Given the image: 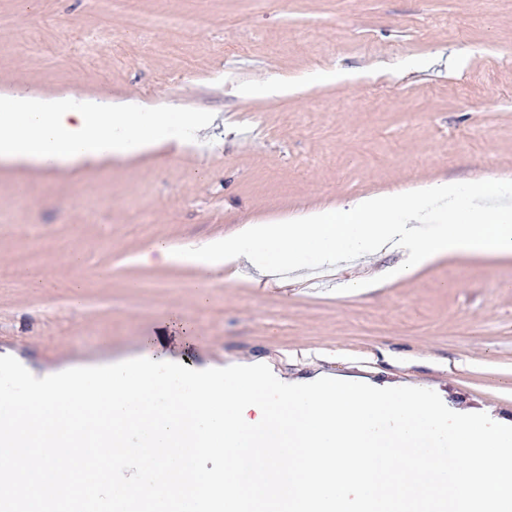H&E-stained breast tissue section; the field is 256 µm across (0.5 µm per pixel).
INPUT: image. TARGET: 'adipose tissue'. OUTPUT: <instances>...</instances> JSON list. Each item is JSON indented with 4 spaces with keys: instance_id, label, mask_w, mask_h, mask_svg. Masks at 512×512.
Wrapping results in <instances>:
<instances>
[{
    "instance_id": "1",
    "label": "adipose tissue",
    "mask_w": 512,
    "mask_h": 512,
    "mask_svg": "<svg viewBox=\"0 0 512 512\" xmlns=\"http://www.w3.org/2000/svg\"><path fill=\"white\" fill-rule=\"evenodd\" d=\"M200 127V121L180 112H143L127 103L16 91L0 95V162L46 171L109 162L166 142L192 143ZM458 192L456 186L435 182L412 200L398 194L366 197L345 211H321L304 224H252L241 236L206 248L176 252L157 243L138 259L144 264L191 263L205 272L226 258L249 260L264 250L278 267L295 268L313 250L333 258L388 244L407 253L403 273L410 276L448 257L511 258V207L452 209L434 235L417 232L433 201Z\"/></svg>"
}]
</instances>
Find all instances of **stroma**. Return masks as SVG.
<instances>
[{"instance_id":"1","label":"stroma","mask_w":512,"mask_h":512,"mask_svg":"<svg viewBox=\"0 0 512 512\" xmlns=\"http://www.w3.org/2000/svg\"><path fill=\"white\" fill-rule=\"evenodd\" d=\"M18 88L224 124L201 151L60 176L0 165V355L38 377L135 358L270 363L512 422V258L401 277L397 249L310 253L262 282L251 265L135 260L431 182L488 178L511 203L512 0H131L109 14L0 0V93Z\"/></svg>"}]
</instances>
